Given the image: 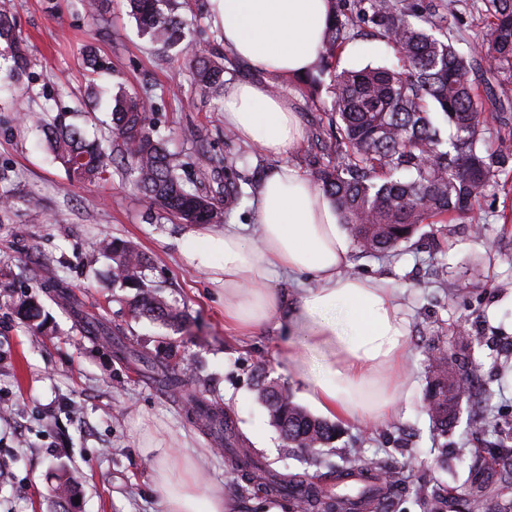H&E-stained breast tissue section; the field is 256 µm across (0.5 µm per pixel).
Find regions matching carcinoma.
<instances>
[{"instance_id": "obj_1", "label": "carcinoma", "mask_w": 512, "mask_h": 512, "mask_svg": "<svg viewBox=\"0 0 512 512\" xmlns=\"http://www.w3.org/2000/svg\"><path fill=\"white\" fill-rule=\"evenodd\" d=\"M464 0H353L355 13L372 25L376 35L399 57V67L366 66L359 70L331 68L350 41L347 21L333 13L323 41V71L330 74L331 106L336 134L327 140L315 132L311 141L329 158L316 179L336 206L354 247L361 255L384 258L399 254L423 225L459 217L477 223L474 216L494 182L496 173L512 159V147H494L482 119L479 93L470 79L471 63L453 44L448 19L455 18ZM142 33L162 49H176L188 59L195 85L214 94L215 105L224 97V66L191 50L190 34L175 14L173 0H127ZM488 25L489 67L512 68V0H472ZM7 53L0 58V86L22 89L30 68L26 45L14 24L13 0H0V42ZM113 142L89 136L85 128L60 112L43 131L51 150L69 176L80 183L106 181L120 170L134 186L166 214L188 224H207L231 211L242 199L234 185L215 196L206 178H183L184 164L168 149L167 141L150 128L148 96L119 91L112 97ZM111 261L112 280L138 289L137 316L171 325L180 314L144 282L148 259L134 245L115 239L100 244ZM20 309L38 329L47 323L39 295L24 296ZM77 322L90 336L114 339L125 357L149 363L146 355L124 345L101 318L71 307ZM256 399L267 409L272 424L289 448L317 458L335 439L338 430L324 419L308 414L286 386L267 379L264 367L255 366ZM159 385L184 399L192 417L206 423L222 447L224 462L240 481L228 487L239 496L252 486L287 498L303 512H367L380 509L399 476L380 478L383 470L365 464V456L351 449L336 466L333 493L297 474L265 467L249 452L230 412L212 408L185 375L156 368ZM424 400L435 403L428 413L433 438L448 436L460 415L462 397L446 396L444 375L430 364ZM486 432H503L490 408L479 415ZM470 498L487 500L485 479L470 473ZM75 492L71 478L60 476L52 488L55 512H70Z\"/></svg>"}]
</instances>
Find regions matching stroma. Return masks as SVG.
Here are the masks:
<instances>
[{
	"instance_id": "obj_1",
	"label": "stroma",
	"mask_w": 512,
	"mask_h": 512,
	"mask_svg": "<svg viewBox=\"0 0 512 512\" xmlns=\"http://www.w3.org/2000/svg\"><path fill=\"white\" fill-rule=\"evenodd\" d=\"M56 2L50 13L46 0H14L16 29L27 42L31 67L24 92H0V184L13 194L10 209L0 211V512H49L47 493L61 469L78 482L76 512H157L153 458L144 452L156 444L187 459L205 455L201 490L223 489L238 479L213 436L190 419L177 396L117 355L114 345L84 335L53 297H41L48 316L44 332L21 319L20 298L54 274L66 280L80 308L120 329L126 345L171 369L195 373L198 391L235 412L252 454L273 468L327 484L328 464L339 462L348 448L389 469L413 458L410 478L393 490L385 512H424L415 485L428 474L444 489L447 512H457L467 466L475 450L489 443L461 422L449 431L445 454L435 451L422 408L428 357L433 348H451L455 325L466 323L476 337L465 353L476 396L462 402L461 410L485 404L512 420V223L500 217L504 204L512 205V162L500 168L481 203V235L467 223L435 224L400 255L352 257L353 274L390 278L403 291L410 320L412 370L404 389L410 409L370 427L340 423L326 465H312L285 448L256 400L254 367L263 363L267 377L298 398L299 371L322 362V353L298 346L297 330L280 316L248 338L225 332L223 288L180 253L189 225L164 214L120 174L101 185L70 181L44 135L22 121L46 111L77 112L107 136L118 89L148 93L152 123L169 136V148L179 153L188 175L208 173L212 189L219 190L227 174L215 160H234L244 197L225 216L228 224H253L254 195L276 159L227 136L223 113L194 85L187 62L166 57L143 38L125 0H111L99 16L85 13L79 0ZM178 12L190 23L200 52L223 50L214 0H178ZM452 26L457 49L472 60L471 79L484 89L487 127L512 144V71L487 75V27L471 6L462 8ZM89 42L106 71L86 69L81 50ZM394 62L387 45L366 34L349 44L336 67ZM92 87L98 90L94 102L87 99ZM278 88L304 131L329 136L330 83L284 80ZM105 236L146 255L147 285L180 311V322L162 326L135 317V289L101 279L108 261L98 241Z\"/></svg>"
}]
</instances>
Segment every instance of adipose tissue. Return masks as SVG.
Listing matches in <instances>:
<instances>
[{
	"instance_id": "ef3b65f1",
	"label": "adipose tissue",
	"mask_w": 512,
	"mask_h": 512,
	"mask_svg": "<svg viewBox=\"0 0 512 512\" xmlns=\"http://www.w3.org/2000/svg\"><path fill=\"white\" fill-rule=\"evenodd\" d=\"M332 7V0H218L225 49L271 78L228 86L224 125L278 164L257 190L259 246L249 243L246 225L200 226L183 256L223 286L226 332L250 336L285 314L304 346L327 356L317 374L302 375L305 399L324 415L370 425L402 411L408 320L389 280L349 273L352 241L331 200L292 162L304 130L288 99L271 92L281 78L302 79L318 67ZM304 273L315 285L297 289L293 303L270 286ZM150 453L159 512H236L220 489L201 493L195 472L204 458L163 447Z\"/></svg>"
}]
</instances>
